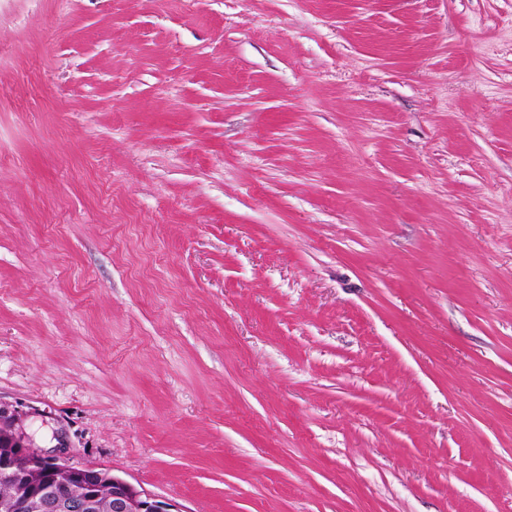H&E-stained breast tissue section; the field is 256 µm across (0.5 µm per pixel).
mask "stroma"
<instances>
[{
  "label": "stroma",
  "mask_w": 512,
  "mask_h": 512,
  "mask_svg": "<svg viewBox=\"0 0 512 512\" xmlns=\"http://www.w3.org/2000/svg\"><path fill=\"white\" fill-rule=\"evenodd\" d=\"M0 403L184 512H512V0H0Z\"/></svg>",
  "instance_id": "1"
}]
</instances>
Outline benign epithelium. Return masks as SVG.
Returning a JSON list of instances; mask_svg holds the SVG:
<instances>
[{
	"label": "benign epithelium",
	"instance_id": "obj_1",
	"mask_svg": "<svg viewBox=\"0 0 512 512\" xmlns=\"http://www.w3.org/2000/svg\"><path fill=\"white\" fill-rule=\"evenodd\" d=\"M2 428L10 445L0 448V481L18 491L0 498V512H184L102 468L28 452L22 414L0 403Z\"/></svg>",
	"mask_w": 512,
	"mask_h": 512
}]
</instances>
